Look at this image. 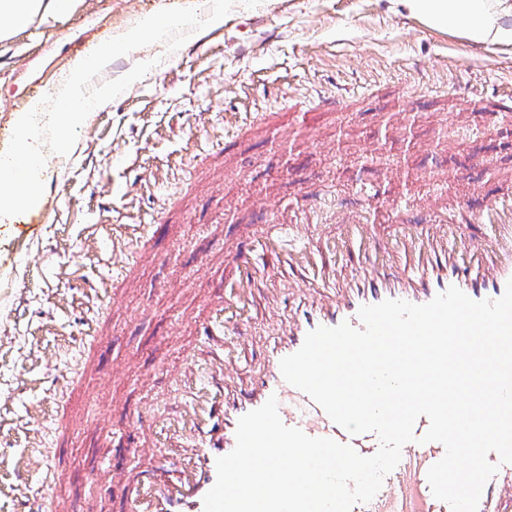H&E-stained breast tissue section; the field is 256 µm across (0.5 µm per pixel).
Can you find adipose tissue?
Instances as JSON below:
<instances>
[{"label": "adipose tissue", "instance_id": "adipose-tissue-1", "mask_svg": "<svg viewBox=\"0 0 512 512\" xmlns=\"http://www.w3.org/2000/svg\"><path fill=\"white\" fill-rule=\"evenodd\" d=\"M81 0H0V42L37 21L74 13ZM427 25L461 33L474 43H512V28L499 21L489 0H399Z\"/></svg>", "mask_w": 512, "mask_h": 512}]
</instances>
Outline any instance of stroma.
Returning a JSON list of instances; mask_svg holds the SVG:
<instances>
[{"instance_id": "1", "label": "stroma", "mask_w": 512, "mask_h": 512, "mask_svg": "<svg viewBox=\"0 0 512 512\" xmlns=\"http://www.w3.org/2000/svg\"><path fill=\"white\" fill-rule=\"evenodd\" d=\"M189 0H82L75 13L35 23L0 42V148L11 115L34 91L51 93L74 59L160 9ZM170 52L150 45L118 57L100 81L137 63L154 68L96 107L68 160L54 170L33 236L0 231L11 277L0 283V463L33 440L61 471L0 470V512L24 492L89 512L105 486L90 476L111 449L125 447L137 411L178 416L190 392L173 378L199 343L194 323L224 287L225 266L204 265L202 232L248 248L264 224L294 221L307 197H323L309 223L357 216L381 238L390 211L410 201L414 224L436 180V205L462 237L479 234L483 200L512 195V120L483 132L486 111L512 103V43L475 44L430 27L394 0H237L223 24ZM322 96L342 112L304 111ZM488 160L486 170L474 158ZM377 186L376 197L360 187ZM166 222L150 243L158 260L114 274L113 224ZM120 288L109 305L95 285ZM109 339L126 372L90 363L87 331ZM75 424L57 434L55 415ZM111 426L112 436L95 427Z\"/></svg>"}]
</instances>
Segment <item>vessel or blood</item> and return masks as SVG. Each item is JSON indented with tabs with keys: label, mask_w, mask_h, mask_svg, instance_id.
<instances>
[{
	"label": "vessel or blood",
	"mask_w": 512,
	"mask_h": 512,
	"mask_svg": "<svg viewBox=\"0 0 512 512\" xmlns=\"http://www.w3.org/2000/svg\"><path fill=\"white\" fill-rule=\"evenodd\" d=\"M478 219L488 231L469 238L462 252L455 226L438 213L432 225L404 223L387 240L360 221L316 225L324 242L337 243V263L355 262L342 282L318 273L320 256L300 240L301 225H266L255 252H228L222 240L205 236V258L225 263L233 275L225 280L220 301L197 324L203 348L178 375L193 390V399L179 418L166 424L151 414L135 421L137 440L127 453L152 459V466L113 465L104 471L106 484L124 492V512H204V497L216 481V460L234 449L239 418L272 397L286 426L350 445L363 456L376 453L377 434L354 436L335 424L318 403L284 380L280 361L298 351L317 327L345 321L360 326L358 311L365 304L387 299L425 304L453 285L475 300L499 298L512 279V196L487 201ZM261 251L283 253L289 284L260 266ZM285 288L295 303L284 318L279 295ZM257 317L273 329L275 339L263 374L244 381L241 355L250 345ZM428 427L427 417L416 421L415 442L403 447L400 463L373 500L352 512H450L433 496L427 480L429 467L445 452L440 443H419ZM477 512H512V464L500 465L486 483Z\"/></svg>",
	"instance_id": "vessel-or-blood-1"
}]
</instances>
